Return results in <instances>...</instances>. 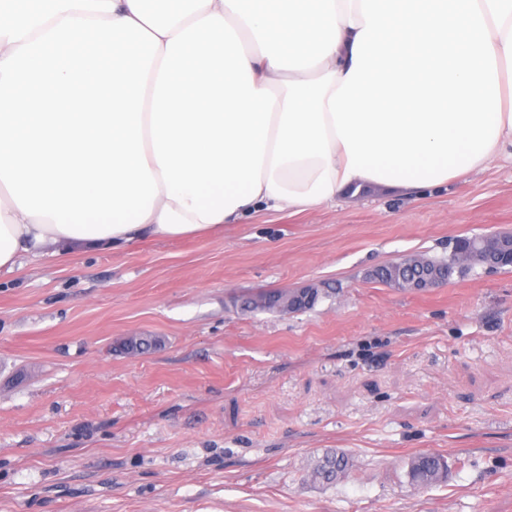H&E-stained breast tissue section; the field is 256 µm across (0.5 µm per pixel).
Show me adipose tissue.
Wrapping results in <instances>:
<instances>
[{"label": "adipose tissue", "mask_w": 512, "mask_h": 512, "mask_svg": "<svg viewBox=\"0 0 512 512\" xmlns=\"http://www.w3.org/2000/svg\"><path fill=\"white\" fill-rule=\"evenodd\" d=\"M86 52L112 106L12 80ZM512 150V0H0V270L204 237L363 187L434 188Z\"/></svg>", "instance_id": "obj_1"}]
</instances>
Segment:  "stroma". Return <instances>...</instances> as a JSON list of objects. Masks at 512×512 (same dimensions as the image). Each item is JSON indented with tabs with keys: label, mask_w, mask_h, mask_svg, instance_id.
<instances>
[{
	"label": "stroma",
	"mask_w": 512,
	"mask_h": 512,
	"mask_svg": "<svg viewBox=\"0 0 512 512\" xmlns=\"http://www.w3.org/2000/svg\"><path fill=\"white\" fill-rule=\"evenodd\" d=\"M512 233V157L204 238L0 273V512H512V269L366 274ZM307 284L313 309H242ZM133 337L159 344L124 350ZM349 466L310 478L324 455ZM443 456L439 480L410 477ZM429 259L430 261L423 255H408L398 262H390L378 268L386 269L389 273L388 282L385 285L391 288H405L415 293H427L446 286L454 274L463 277L476 266H480L479 264L459 263L452 258L451 254L448 256V260ZM430 262L434 265H446L448 267V279L446 276L439 275L437 270L431 267ZM413 267L422 270V273L405 277L406 269ZM445 469H447V463L444 459L437 456L424 455L413 461L410 473L414 481L429 483L437 479Z\"/></svg>",
	"instance_id": "1"
}]
</instances>
